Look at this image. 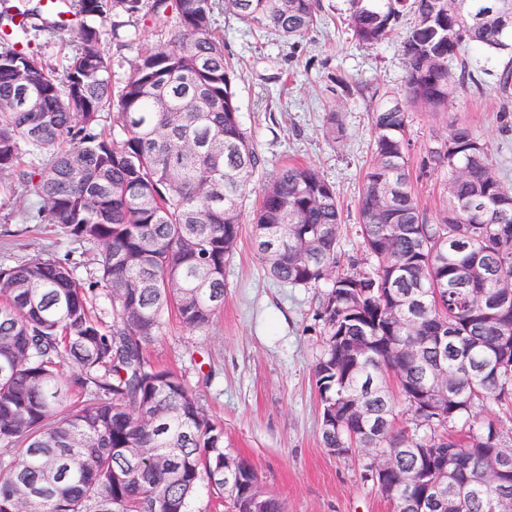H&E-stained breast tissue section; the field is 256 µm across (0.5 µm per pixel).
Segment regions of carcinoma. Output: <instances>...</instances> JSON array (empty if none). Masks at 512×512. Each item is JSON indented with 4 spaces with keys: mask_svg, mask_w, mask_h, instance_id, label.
<instances>
[{
    "mask_svg": "<svg viewBox=\"0 0 512 512\" xmlns=\"http://www.w3.org/2000/svg\"><path fill=\"white\" fill-rule=\"evenodd\" d=\"M0 3V194L22 199L21 223L60 227L97 264L91 279L71 253L0 264V512H211L226 500L236 512L255 496L254 471L244 463L224 492V427L147 352L169 313L202 330L224 306L260 166L216 17L230 10L290 42L317 25L320 0H77L78 47L60 70L27 35L67 31L63 12ZM347 13L360 46L397 36L406 71L400 89L372 91L363 257L340 267L336 190L297 161L263 188L252 243L284 286L333 279L316 313L322 445L338 458L368 449L367 481L378 458L394 459V512H417L445 459L464 494L434 512H512V475L483 477L484 457L512 460V443L479 418L512 408V288L500 287L512 280V191L456 123L423 163L449 174L430 218L408 137L410 109L436 114L463 88L485 90L474 63L512 52V19L497 0H347ZM114 17L158 33L116 88L99 27ZM335 81L340 99L365 90ZM494 91L505 118L511 65ZM111 110L117 131L102 124ZM101 295L110 324L94 311Z\"/></svg>",
    "mask_w": 512,
    "mask_h": 512,
    "instance_id": "1",
    "label": "carcinoma"
}]
</instances>
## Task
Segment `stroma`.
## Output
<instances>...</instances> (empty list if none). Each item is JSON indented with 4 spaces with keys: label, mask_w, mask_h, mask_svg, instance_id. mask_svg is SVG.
I'll use <instances>...</instances> for the list:
<instances>
[{
    "label": "stroma",
    "mask_w": 512,
    "mask_h": 512,
    "mask_svg": "<svg viewBox=\"0 0 512 512\" xmlns=\"http://www.w3.org/2000/svg\"><path fill=\"white\" fill-rule=\"evenodd\" d=\"M325 21L304 38L288 43L247 27L231 12L217 17L224 53L236 70L239 121L264 163L244 203L251 221L262 187L288 161L312 165L331 183L343 209L340 248L361 250L357 202L370 161L369 99L337 100L334 77L393 89L405 77L398 40L357 46L348 29L345 0H322ZM102 26L113 56V84H121L141 49L156 40L151 22L130 20L120 29ZM337 110L345 129L329 143L324 127ZM469 123L487 144L495 169L512 188V131H504L500 102L493 91H459L447 111L410 113L409 160L415 193L428 215H436L447 172L423 174L428 147L452 125ZM0 206V264L27 258L80 254L83 247L50 224H22ZM224 307L202 330L169 318L150 347L158 366L182 373L202 407L224 427L225 452L246 459L262 491L282 501L286 512H393L362 478L365 460L339 458L321 443L320 402L314 365L323 351V329L315 313L323 281L291 288L269 278L243 232L224 270Z\"/></svg>",
    "instance_id": "1"
}]
</instances>
